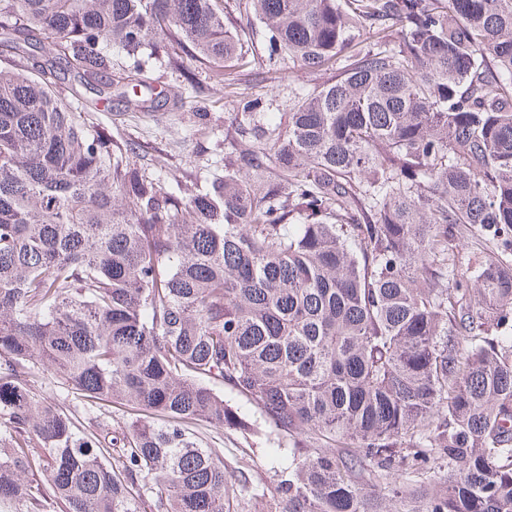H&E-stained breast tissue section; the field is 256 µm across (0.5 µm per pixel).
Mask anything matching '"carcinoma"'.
Segmentation results:
<instances>
[{
    "label": "carcinoma",
    "mask_w": 512,
    "mask_h": 512,
    "mask_svg": "<svg viewBox=\"0 0 512 512\" xmlns=\"http://www.w3.org/2000/svg\"><path fill=\"white\" fill-rule=\"evenodd\" d=\"M237 13L269 71L335 80L201 185L147 172L99 102L148 107L152 59L223 77V0H0V500L230 512L192 429L258 433L227 388L288 447L274 512H512V0ZM460 224L500 237L473 276Z\"/></svg>",
    "instance_id": "1"
}]
</instances>
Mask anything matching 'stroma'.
Listing matches in <instances>:
<instances>
[{
    "label": "stroma",
    "instance_id": "obj_1",
    "mask_svg": "<svg viewBox=\"0 0 512 512\" xmlns=\"http://www.w3.org/2000/svg\"><path fill=\"white\" fill-rule=\"evenodd\" d=\"M245 61L215 79L209 68L194 66V84L180 73L154 67L152 83L160 96L143 112L112 106L100 119L139 147L138 162L167 179L196 177L204 183L224 173V155L231 146L224 139L239 110L240 98L261 96V123L286 121L295 92L328 81L327 73L309 74L300 67L271 79L263 61L264 26L259 22L239 30ZM209 445L221 448L231 512H267L274 489L288 465L286 452L273 437L244 438L233 430L217 434L201 429Z\"/></svg>",
    "mask_w": 512,
    "mask_h": 512
}]
</instances>
